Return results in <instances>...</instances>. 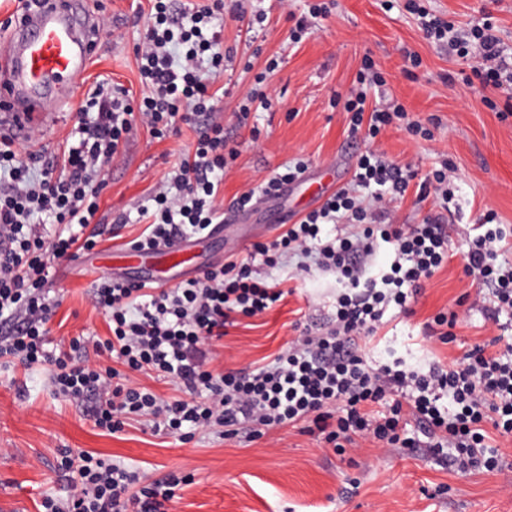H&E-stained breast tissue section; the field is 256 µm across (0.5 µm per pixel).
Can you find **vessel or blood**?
I'll use <instances>...</instances> for the list:
<instances>
[{"label":"vessel or blood","instance_id":"obj_1","mask_svg":"<svg viewBox=\"0 0 512 512\" xmlns=\"http://www.w3.org/2000/svg\"><path fill=\"white\" fill-rule=\"evenodd\" d=\"M91 21L81 10V0H40L39 6L23 13L9 34L12 54L6 72L0 75V110L10 113L23 129L48 118L44 101L59 81L69 83L86 71L97 48L89 32ZM195 239L180 238L148 253L127 245L122 261L147 267L150 256L166 258L170 266H185L194 259Z\"/></svg>","mask_w":512,"mask_h":512}]
</instances>
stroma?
<instances>
[{"label":"stroma","mask_w":512,"mask_h":512,"mask_svg":"<svg viewBox=\"0 0 512 512\" xmlns=\"http://www.w3.org/2000/svg\"><path fill=\"white\" fill-rule=\"evenodd\" d=\"M418 2L461 28L491 8L504 46L512 49V0ZM305 4L224 0V13L216 19L225 59L214 85L224 90L219 104L224 137L237 152L217 206L223 213L233 210L235 197L248 190L256 203L237 214L219 237L199 244L196 266L203 271L249 255L254 243L274 242L285 230L281 213H288V223H297L326 197L353 187L365 151L385 152L390 162L412 165L423 176L450 165L455 197L449 209H441L432 196L418 199L414 186L389 205L400 224L441 217L451 252L448 264L424 283L409 312L389 310L378 337L366 340L363 349L374 365L455 362L472 345L504 333L482 310L464 274L463 253L486 210L512 226V115L501 117L482 103L478 91L449 82V74L459 68L457 57L425 40L404 7L387 8L386 0H336L332 13L294 44L290 30ZM84 6L101 30L98 50L78 80L79 98L102 80L142 96L136 46L151 23L149 0H84ZM243 8L266 14L262 31L250 32L239 15ZM412 53L418 54L419 66H410ZM273 57L278 66L266 73L265 82L270 108L239 119L241 98ZM367 57L384 72L388 94L426 128V135L393 127L373 141L351 136L340 101L355 87ZM77 121V112H60L53 123L22 134L0 124V136L13 139L19 152L44 148L59 161L76 141ZM195 137L187 124L158 139L134 123L118 157L103 168L97 245L86 262L58 260L51 273L50 295L57 303L47 336L52 354L69 350L78 337H108L107 318L91 302L95 285L112 275L105 255L143 232L156 187L177 170ZM300 159L307 167L298 180L279 196L261 193V184ZM296 266V259L285 256L264 268L268 280L283 290L282 301L264 315L228 327L211 350L212 368L266 363L301 329L327 327L336 304L335 273L315 267L300 272ZM450 309L457 310L460 322L455 341L445 344L429 325ZM50 377L48 364L0 358V512H43L45 497L66 493L63 457L83 450L135 471L142 486L169 473L190 475L172 512H512V436L493 429L488 443L499 450L501 469L467 474L448 468L424 448L366 445L340 456L297 426L257 440L244 433L227 436L217 428L184 440L139 420L109 434L95 425L89 406L59 397Z\"/></svg>","instance_id":"35a3bbf8"}]
</instances>
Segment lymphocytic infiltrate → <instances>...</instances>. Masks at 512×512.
Here are the masks:
<instances>
[{
    "instance_id": "1",
    "label": "lymphocytic infiltrate",
    "mask_w": 512,
    "mask_h": 512,
    "mask_svg": "<svg viewBox=\"0 0 512 512\" xmlns=\"http://www.w3.org/2000/svg\"><path fill=\"white\" fill-rule=\"evenodd\" d=\"M154 10L144 44L136 49L146 95L134 104L122 89L93 92L87 101L92 115L79 121L78 142L63 171H56L44 151L22 158L10 141H0V174L7 180L0 189V322L13 326L0 336V356L28 364L53 362L57 393L75 403L96 395L95 424L112 434L134 418L172 433L186 426L197 431L245 425L254 439L302 422L308 433L341 455L359 438L416 447V440L403 434L412 418L428 448L447 451L449 467L461 472L499 468L497 452L486 443L484 422L492 420L500 434H512V345L478 344L459 362H436L425 369L399 362L375 367L363 355L362 341L376 333L386 311L406 309L422 280L449 258L448 236L438 217L419 224L388 222V204L406 195L415 171L373 153L361 156L355 172L356 186L372 191L371 205L340 190L289 225L275 243L256 245L255 257L229 260L170 290L117 278L101 281L93 301L109 315L110 337L89 344L76 340L69 354L50 356L47 324L56 303L47 288L49 269L74 249L92 248L95 240L80 239L76 232L48 235L34 217L44 214L79 228L94 223L104 188L98 172L117 155L132 115L159 134L182 123L197 133L179 176L159 186L157 212L136 245L150 249L177 236L202 234L217 217L227 142L224 124L216 117L219 98L210 92L208 78L224 71L223 42L213 26L224 0H212L186 22L173 18L166 0H155ZM409 10L418 15L425 39L470 62L462 81L484 89L488 108L512 112V58L505 54L492 14L458 30L420 6ZM357 81L360 91L343 104L351 133L363 130L374 138L397 121L408 132L421 133L397 101L369 104L367 88L386 84L372 60H365ZM499 93L505 104L497 103ZM495 219L493 212L484 214L485 231L469 243L465 273L490 287L484 310L496 320L512 315V264L499 260L508 242ZM338 223H357L361 230L344 238L323 235V225ZM381 241L392 245L393 259L389 272L374 278L368 271ZM279 252L312 260L346 281L331 326L318 333L304 330L267 364L210 369L205 342L222 340L226 325L237 316L254 317L280 302L282 289L256 269L260 261L274 264ZM114 359L129 370L172 379L183 398L165 401L149 388L119 383L110 365ZM62 466L69 494L46 497L45 512H169L182 482L171 475L138 490L134 472L89 452L76 463L63 460Z\"/></svg>"
}]
</instances>
